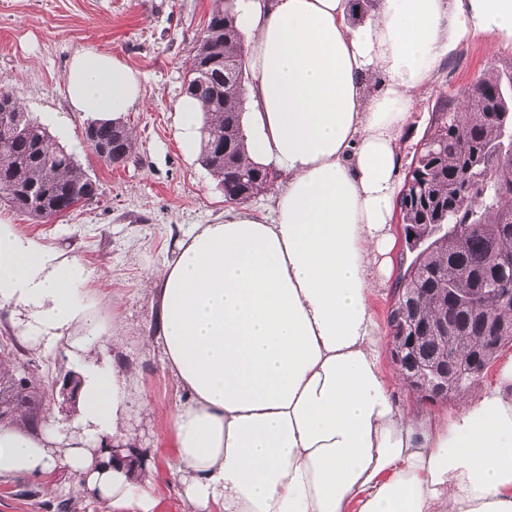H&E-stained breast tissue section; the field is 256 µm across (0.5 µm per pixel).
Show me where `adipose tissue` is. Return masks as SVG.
Returning <instances> with one entry per match:
<instances>
[{"mask_svg":"<svg viewBox=\"0 0 512 512\" xmlns=\"http://www.w3.org/2000/svg\"><path fill=\"white\" fill-rule=\"evenodd\" d=\"M236 0L248 36L247 157L284 172L270 216L225 209L198 224L151 276L154 345L184 392L169 418L171 470L188 512H512V358L493 388L435 423L403 413L381 371L369 298L396 239L399 135L414 95L469 30L512 39V0ZM71 107L106 116L141 99L137 71L104 51L76 54ZM176 136L201 146L204 105L180 98ZM89 271L0 224V305L18 336L80 362L78 426L0 427V478L65 463L81 494L154 512L148 480L113 464L107 441L147 408L131 377L86 362L119 336L98 320Z\"/></svg>","mask_w":512,"mask_h":512,"instance_id":"ef3b65f1","label":"adipose tissue"}]
</instances>
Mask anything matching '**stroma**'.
<instances>
[{"label": "stroma", "instance_id": "1", "mask_svg": "<svg viewBox=\"0 0 512 512\" xmlns=\"http://www.w3.org/2000/svg\"><path fill=\"white\" fill-rule=\"evenodd\" d=\"M213 0H0V86L6 87L55 138L75 152L97 184L90 204L46 224H35L0 203V224H12L41 244L76 258L93 273L85 288L106 294L98 314L119 315L123 341L94 347L91 361L115 363L136 381L148 409L131 412L125 424L150 458L154 512H185L179 478L169 469L174 441L167 420L182 392L165 371L154 347L158 308L146 282L167 253L197 224L211 223L226 203L199 158L186 157L175 138V102L185 94L190 49L204 28ZM112 53L137 71L141 101L122 117L136 137L128 163L111 167L87 147L91 114L74 111L63 77L71 58L86 49ZM512 66V43L468 36L442 58L418 91L399 143L410 165L440 98L460 99L489 69ZM390 279L377 288L371 307L386 324L408 260L397 241ZM382 372L400 408L436 416L459 401L428 403L410 392L390 355L379 351ZM77 476L63 464L33 478L0 481V512H113L110 504L77 493Z\"/></svg>", "mask_w": 512, "mask_h": 512}]
</instances>
